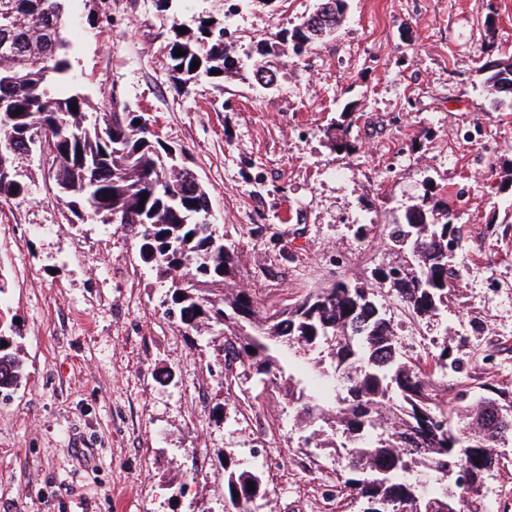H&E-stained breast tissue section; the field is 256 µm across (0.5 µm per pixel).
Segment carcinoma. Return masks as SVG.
Returning a JSON list of instances; mask_svg holds the SVG:
<instances>
[{
    "mask_svg": "<svg viewBox=\"0 0 512 512\" xmlns=\"http://www.w3.org/2000/svg\"><path fill=\"white\" fill-rule=\"evenodd\" d=\"M71 2L0 0V153L13 160L27 130L51 132L44 151L56 197L69 211L78 207L103 224L136 232L142 261L164 268L179 323L195 332L221 327L225 370L240 361L264 384L288 380L298 426L310 430L304 448L334 449L342 461L339 488L362 504L357 512H448L450 504L461 512L465 500L469 512H479V493L501 464L496 449L512 441V413H495L503 391L488 387L469 400L460 397L463 424H448V405L430 392L431 374L400 350L372 289L358 282H335L287 308L261 312L253 294L237 287L238 251L205 223L207 189L189 170H176L167 145L141 116L115 99L87 112L80 93L52 94L71 82ZM330 2L335 8L315 21L317 29H305V17L282 40L309 47L336 30L348 3L318 5ZM178 49L185 55L175 56ZM169 58L180 90L241 69L224 46V27L205 19L194 30H173ZM194 60L200 66L193 70ZM487 82L496 92L512 93V68L495 70ZM24 195V184L0 177V198ZM387 236L401 261L380 266L378 276L407 309L438 314L454 279L448 245L460 248L457 225L423 204L389 225ZM293 357L312 371L285 373L283 363ZM433 360L443 372L460 366L446 343ZM329 371L346 373L343 389L327 386ZM22 377L20 361L0 346V392L17 388ZM224 470L234 512H252L251 504L265 495L263 472Z\"/></svg>",
    "mask_w": 512,
    "mask_h": 512,
    "instance_id": "obj_1",
    "label": "carcinoma"
}]
</instances>
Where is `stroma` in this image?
Returning <instances> with one entry per match:
<instances>
[{
	"mask_svg": "<svg viewBox=\"0 0 512 512\" xmlns=\"http://www.w3.org/2000/svg\"><path fill=\"white\" fill-rule=\"evenodd\" d=\"M315 4L73 0L72 86L88 111L118 101L182 149L261 310L362 282L402 352L428 367L445 342L462 358L435 373L439 400L512 393V95L482 70L512 64V0H348L334 36L299 55L277 46ZM208 16L233 57L269 45L276 88L245 68L175 91L172 28ZM337 124L340 148L325 136ZM16 165L28 195L0 200V334L27 378L0 396V512H231L228 461L263 471L255 512H357L336 491L335 455L299 452L284 385L225 371L222 336L167 316L135 233L69 224L46 156ZM428 197L461 248L447 306L420 318L375 270L397 260L384 225ZM504 451L487 512H512V442Z\"/></svg>",
	"mask_w": 512,
	"mask_h": 512,
	"instance_id": "obj_1",
	"label": "stroma"
}]
</instances>
